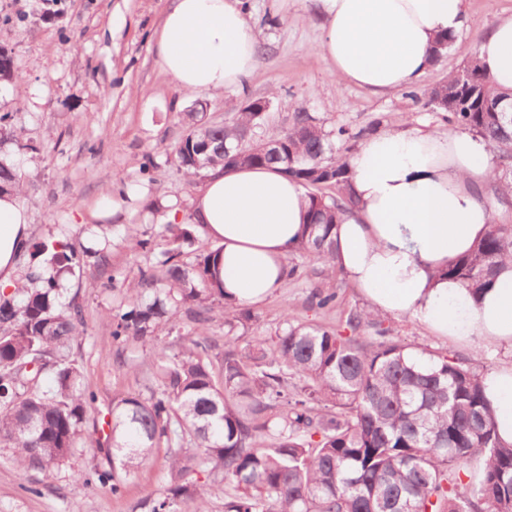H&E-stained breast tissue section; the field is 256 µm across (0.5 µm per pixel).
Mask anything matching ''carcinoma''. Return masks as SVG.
<instances>
[{"instance_id": "cac0c4a2", "label": "carcinoma", "mask_w": 512, "mask_h": 512, "mask_svg": "<svg viewBox=\"0 0 512 512\" xmlns=\"http://www.w3.org/2000/svg\"><path fill=\"white\" fill-rule=\"evenodd\" d=\"M448 73L425 93V106L446 113L450 130L483 139L495 154L488 191L512 206V122L493 111L512 94L497 90L478 58ZM187 131L174 148L189 181L222 165L280 166L307 190L305 240L290 275L335 278V229L354 205L347 196L344 153L374 131H327L308 112H293L277 128L270 113L239 108L222 121L185 112ZM278 144L257 152L251 139ZM23 189L16 170L0 159V192ZM193 216L162 224L173 248L157 265L139 269L125 284V300L108 313L112 342L151 344L171 326L179 308L191 311L193 336L182 350L160 352L146 393L112 400L108 431L84 428L95 403L73 357L84 325L77 296H68L61 272L83 266V254L42 244L26 284L0 295V446L13 450L20 472L47 469L78 449L104 450L105 461L78 474L119 497L125 478L164 451L163 492L143 512H211L215 485L189 479L198 465L221 474L224 512H512V445L498 438L481 374L458 357L415 354L390 335L385 321L350 310L345 327L301 323L284 313L275 336L243 342L238 329L252 319L242 306L224 304V347L204 338L209 303L224 298L215 268L217 251L192 264L177 260L179 244L195 240ZM512 263V224L491 220L472 251L443 274L477 293ZM337 295L318 288L317 309L336 306ZM41 365L31 371L34 359ZM54 374L49 390L41 374ZM484 461L480 477L468 475Z\"/></svg>"}]
</instances>
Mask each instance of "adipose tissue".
Listing matches in <instances>:
<instances>
[{
  "mask_svg": "<svg viewBox=\"0 0 512 512\" xmlns=\"http://www.w3.org/2000/svg\"><path fill=\"white\" fill-rule=\"evenodd\" d=\"M316 46L337 82L384 93L417 82L437 37L459 31L467 0H318ZM161 70L186 90L241 87L260 54L241 0H171L156 38ZM491 82L512 90V16L477 47ZM356 201L336 231V265L381 316L418 320L436 336L512 353V264L480 299L443 271L487 231L477 186L491 166L471 134L397 127L363 140L347 157ZM305 189L274 167L207 172L194 202L219 250L224 295L257 304L288 276L304 233ZM29 218L19 194H0V288L18 284L17 256ZM500 439L512 444V361L485 375Z\"/></svg>",
  "mask_w": 512,
  "mask_h": 512,
  "instance_id": "adipose-tissue-1",
  "label": "adipose tissue"
}]
</instances>
